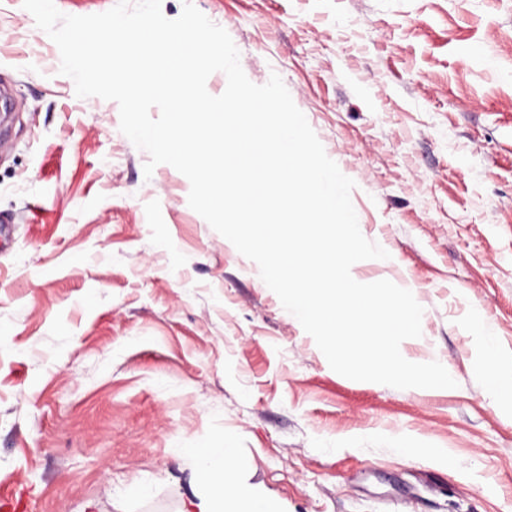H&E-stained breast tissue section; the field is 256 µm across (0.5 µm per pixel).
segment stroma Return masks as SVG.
Wrapping results in <instances>:
<instances>
[{
    "mask_svg": "<svg viewBox=\"0 0 512 512\" xmlns=\"http://www.w3.org/2000/svg\"><path fill=\"white\" fill-rule=\"evenodd\" d=\"M248 79L278 74L355 187L354 264L423 307L412 362L452 389L362 384L190 208L188 179L80 98L22 0H0V495L19 512H200L188 451L234 438L281 512H512V0H193ZM148 488L130 496L131 486ZM478 329L482 330L485 336V365L482 368L486 389L495 395L504 398H512V383L511 380L505 379L501 376L500 371L496 367L497 346L494 334L491 333L485 325L480 322Z\"/></svg>",
    "mask_w": 512,
    "mask_h": 512,
    "instance_id": "stroma-1",
    "label": "stroma"
}]
</instances>
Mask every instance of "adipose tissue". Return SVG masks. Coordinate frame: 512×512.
<instances>
[{
  "mask_svg": "<svg viewBox=\"0 0 512 512\" xmlns=\"http://www.w3.org/2000/svg\"><path fill=\"white\" fill-rule=\"evenodd\" d=\"M191 454L200 464L198 481L211 492L203 512H279L274 500L247 498L235 476L236 448L233 441H225L220 448H195Z\"/></svg>",
  "mask_w": 512,
  "mask_h": 512,
  "instance_id": "adipose-tissue-1",
  "label": "adipose tissue"
}]
</instances>
